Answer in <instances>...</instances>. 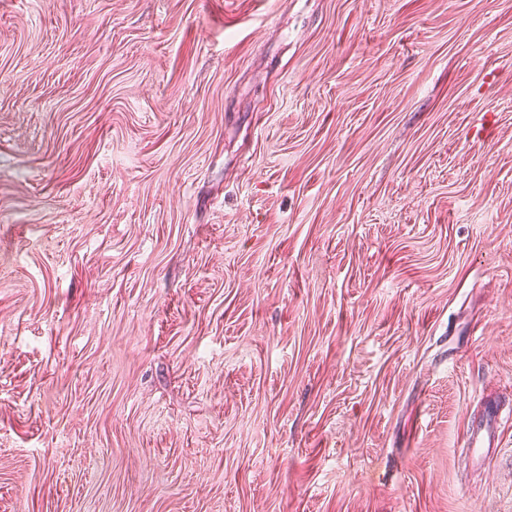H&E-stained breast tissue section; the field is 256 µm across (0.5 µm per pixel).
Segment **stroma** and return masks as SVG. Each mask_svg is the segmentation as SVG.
I'll list each match as a JSON object with an SVG mask.
<instances>
[{"label":"stroma","instance_id":"35a3bbf8","mask_svg":"<svg viewBox=\"0 0 512 512\" xmlns=\"http://www.w3.org/2000/svg\"><path fill=\"white\" fill-rule=\"evenodd\" d=\"M512 0H0V512H512ZM510 421V417H502L497 409L488 410L478 424L469 427L464 447L473 458H480L492 450L502 448V428Z\"/></svg>","mask_w":512,"mask_h":512}]
</instances>
